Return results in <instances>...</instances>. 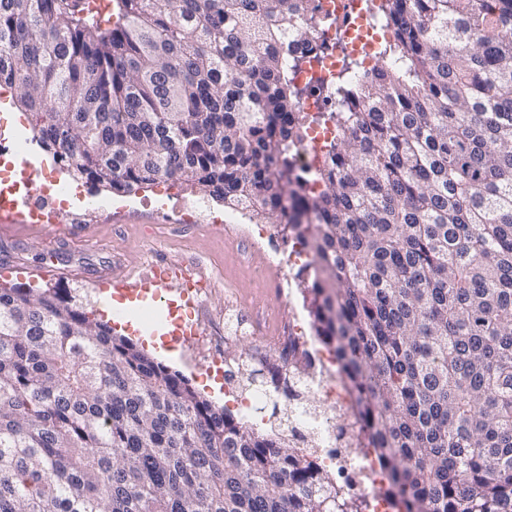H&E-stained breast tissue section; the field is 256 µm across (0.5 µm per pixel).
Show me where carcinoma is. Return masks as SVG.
<instances>
[{"label": "carcinoma", "mask_w": 512, "mask_h": 512, "mask_svg": "<svg viewBox=\"0 0 512 512\" xmlns=\"http://www.w3.org/2000/svg\"><path fill=\"white\" fill-rule=\"evenodd\" d=\"M81 2L0 0V87L39 148L97 189L173 179L281 227L386 512H512V0H379L391 39L315 115L282 51L320 40L314 0ZM370 507L75 296L0 283V512ZM333 135L331 124L312 126L307 135L298 145L297 159L305 168H315L322 160L321 148L323 143Z\"/></svg>", "instance_id": "carcinoma-1"}]
</instances>
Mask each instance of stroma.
I'll use <instances>...</instances> for the list:
<instances>
[{
  "mask_svg": "<svg viewBox=\"0 0 512 512\" xmlns=\"http://www.w3.org/2000/svg\"><path fill=\"white\" fill-rule=\"evenodd\" d=\"M162 191V186L156 185L136 193L115 194L84 184L72 199V211L84 214L72 238L31 239L17 229L0 230V262L7 260L15 267L4 279L36 288H64L98 310L102 307L98 278L106 272H129L139 278L150 276L154 264L177 268L195 264L202 287L186 313L199 325L203 340L194 347H178V358L170 367L216 406L234 412L236 402L211 386L205 371L209 355L219 351L235 360L254 345L262 349L269 363H278L274 337L287 336L295 324H311L309 300L297 289L311 272L300 263L292 266L288 276L292 299H270L275 265L281 254L290 252V241L277 234L252 246L237 220L218 229L174 223L170 206L159 202ZM48 261L64 268V275L43 278L33 274V267ZM230 305L257 324L260 336L252 345L225 342L224 310Z\"/></svg>",
  "mask_w": 512,
  "mask_h": 512,
  "instance_id": "35a3bbf8",
  "label": "stroma"
}]
</instances>
